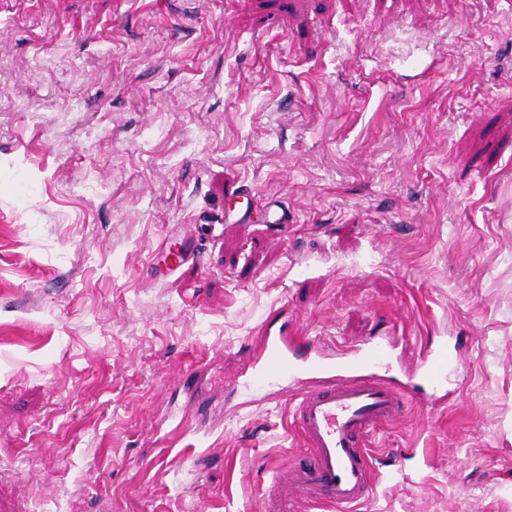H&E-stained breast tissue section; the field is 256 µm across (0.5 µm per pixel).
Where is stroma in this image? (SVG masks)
Instances as JSON below:
<instances>
[{
	"label": "stroma",
	"instance_id": "obj_1",
	"mask_svg": "<svg viewBox=\"0 0 512 512\" xmlns=\"http://www.w3.org/2000/svg\"><path fill=\"white\" fill-rule=\"evenodd\" d=\"M270 330L447 343L357 512H512V0H0V512H259Z\"/></svg>",
	"mask_w": 512,
	"mask_h": 512
}]
</instances>
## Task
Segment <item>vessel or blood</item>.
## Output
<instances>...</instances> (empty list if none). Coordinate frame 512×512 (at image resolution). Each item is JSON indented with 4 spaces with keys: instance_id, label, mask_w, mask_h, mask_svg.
<instances>
[{
    "instance_id": "b4317fda",
    "label": "vessel or blood",
    "mask_w": 512,
    "mask_h": 512,
    "mask_svg": "<svg viewBox=\"0 0 512 512\" xmlns=\"http://www.w3.org/2000/svg\"><path fill=\"white\" fill-rule=\"evenodd\" d=\"M393 352L391 343L374 338L338 354L314 340L302 353L295 337L263 336L248 383L294 400L293 421L311 457L288 469L262 512H356L372 496L371 437L400 418L404 397L417 382L429 387L431 404L446 400L447 349L427 351L416 378L404 382L384 373Z\"/></svg>"
}]
</instances>
